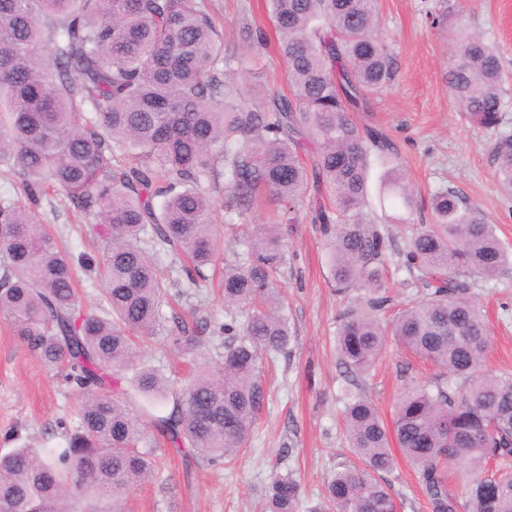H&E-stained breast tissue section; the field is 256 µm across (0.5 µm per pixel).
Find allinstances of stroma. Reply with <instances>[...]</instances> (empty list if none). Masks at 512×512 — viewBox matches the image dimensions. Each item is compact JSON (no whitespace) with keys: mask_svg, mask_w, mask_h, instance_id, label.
Segmentation results:
<instances>
[{"mask_svg":"<svg viewBox=\"0 0 512 512\" xmlns=\"http://www.w3.org/2000/svg\"><path fill=\"white\" fill-rule=\"evenodd\" d=\"M443 4L448 17L438 26L432 17ZM205 6L225 54L233 58V81L244 99L287 92L285 64L275 46H260L246 36L251 28L273 33L266 0H205ZM378 8V36L393 76L354 119L380 127L392 138L418 199L413 213L395 210L397 222L389 227L395 250L383 277L400 308L424 296L417 273L405 267L400 251L416 225L432 223L433 193L454 190L512 245V193L495 178L493 154L498 136L512 133V0H378ZM460 26L480 33L495 47L509 78L498 129L474 125L450 87L456 62L451 38ZM35 212L69 251L93 249V217L76 211L65 195L42 197ZM298 217L283 228L288 263L278 282L288 300L294 339L286 353L270 358L264 377L266 404L245 451L233 464L213 466L203 458L183 462L166 450L158 474L129 491L124 512H259L273 475L289 471L301 483L299 512H313L320 503L326 478L348 454L344 377L335 339L339 315L358 292L337 293L330 279L329 251L309 220L308 208H301ZM470 295L488 325L486 369L512 372V268L492 280L472 279ZM436 372L435 366L392 345L360 388L388 422L405 389L428 383ZM76 404L60 378L0 321V452L12 448V432L41 441ZM389 481L398 512H430L405 458H398Z\"/></svg>","mask_w":512,"mask_h":512,"instance_id":"obj_1","label":"stroma"}]
</instances>
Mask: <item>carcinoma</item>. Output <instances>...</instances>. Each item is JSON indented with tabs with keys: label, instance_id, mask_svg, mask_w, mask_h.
<instances>
[{
	"label": "carcinoma",
	"instance_id": "carcinoma-1",
	"mask_svg": "<svg viewBox=\"0 0 512 512\" xmlns=\"http://www.w3.org/2000/svg\"><path fill=\"white\" fill-rule=\"evenodd\" d=\"M289 93L240 100L232 59L202 0H0V167L23 177L24 200L0 202V319L77 398L34 447L0 454V512H89L154 476V432L185 457L229 464L246 448L266 402L263 355L291 333L277 288L287 261L282 225L310 196L311 223L328 240L332 281L364 296L340 318L345 372L370 374L388 337L439 369L402 396L387 425L371 398L345 397L350 456L337 462L316 512H395L386 479L391 449L415 466L431 512H512V376L484 370L486 323L459 269L493 279L512 250L455 191L434 193L436 223L405 245L425 297L384 319L389 229L364 208L372 159L385 167L380 204L417 205L395 143L362 128L351 111L383 89L391 65L377 0H271ZM449 83L471 122L501 123L503 77L496 50L460 31ZM497 178L512 190V134L497 138ZM224 176L226 213L242 216L256 194L283 205L274 224L245 232L223 262V229L210 190ZM98 218V247L64 251L32 213L49 191ZM181 256L182 294L224 263L216 298L230 318L163 312L169 292L157 266ZM105 284L82 310L75 271ZM221 339L214 353L209 340ZM162 344L194 372L173 389L143 360ZM469 479L448 489V463ZM300 482L277 473L264 512H296Z\"/></svg>",
	"mask_w": 512,
	"mask_h": 512
}]
</instances>
